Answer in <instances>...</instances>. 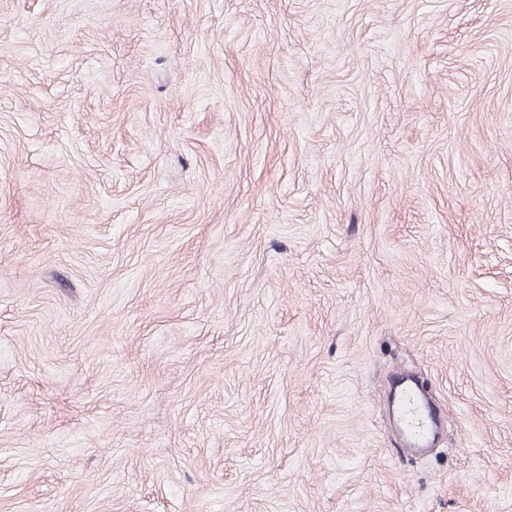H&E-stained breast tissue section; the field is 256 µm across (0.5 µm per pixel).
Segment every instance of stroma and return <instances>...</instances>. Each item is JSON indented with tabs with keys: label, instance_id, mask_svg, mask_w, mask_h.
<instances>
[{
	"label": "stroma",
	"instance_id": "stroma-1",
	"mask_svg": "<svg viewBox=\"0 0 512 512\" xmlns=\"http://www.w3.org/2000/svg\"><path fill=\"white\" fill-rule=\"evenodd\" d=\"M0 512H512V0H0ZM394 412L406 436L415 442L425 441L431 434V417L420 401L419 392L404 385L394 405Z\"/></svg>",
	"mask_w": 512,
	"mask_h": 512
}]
</instances>
